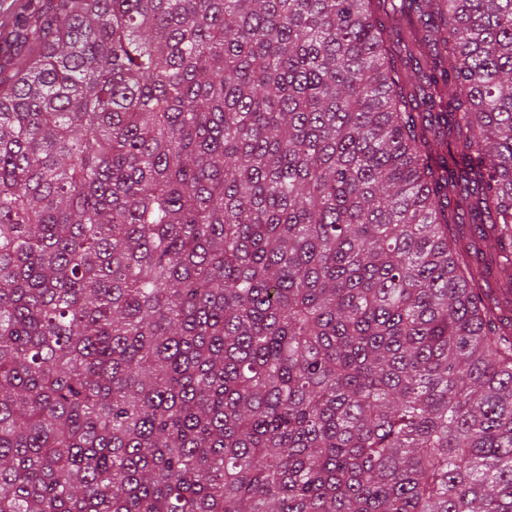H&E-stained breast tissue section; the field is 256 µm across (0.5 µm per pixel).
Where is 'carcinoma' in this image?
<instances>
[{
    "label": "carcinoma",
    "instance_id": "carcinoma-1",
    "mask_svg": "<svg viewBox=\"0 0 512 512\" xmlns=\"http://www.w3.org/2000/svg\"><path fill=\"white\" fill-rule=\"evenodd\" d=\"M15 37L0 512H512V0H59Z\"/></svg>",
    "mask_w": 512,
    "mask_h": 512
}]
</instances>
